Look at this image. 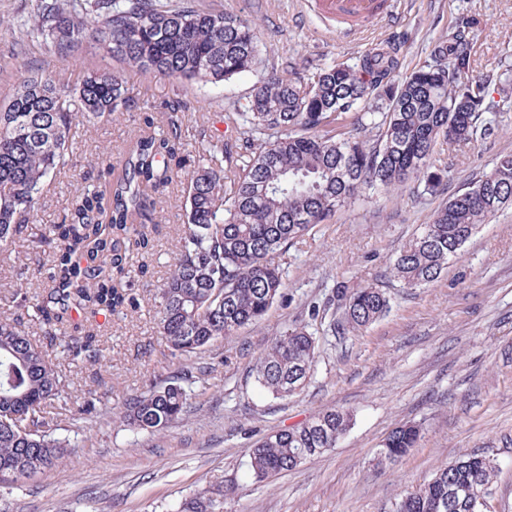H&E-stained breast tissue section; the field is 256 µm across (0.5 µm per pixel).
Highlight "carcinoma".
<instances>
[{"instance_id":"cac0c4a2","label":"carcinoma","mask_w":512,"mask_h":512,"mask_svg":"<svg viewBox=\"0 0 512 512\" xmlns=\"http://www.w3.org/2000/svg\"><path fill=\"white\" fill-rule=\"evenodd\" d=\"M4 26L62 61L95 42L122 67L180 84L219 85L250 70L260 55L255 22L201 0H35L26 17L0 19ZM474 62L473 42L459 29L438 39L423 65L401 75H393L390 57L373 52L356 67L273 73L253 86L240 123L228 134L202 130V148L193 153L182 142L176 112L159 127L149 120L134 136L118 175L112 149L102 148L104 188L85 189L72 203L75 221L49 225L38 240L51 253L52 287L33 297L26 283H17L12 297L25 316L0 315V483L51 468L67 447L54 436L47 411L60 393L59 374L29 338L24 317L52 340L74 313L88 319L132 304L117 277L149 248L162 188L178 180L185 200L182 236L156 291L157 328L172 355L188 357L260 320L282 297L279 255L354 203L363 186L390 191L415 179L425 193H439L448 170L434 165L436 147L490 136L497 112L512 99L507 80L492 88L472 76ZM366 102L368 110L349 120ZM135 107L116 68H91L75 85L52 72H25L0 104L3 250L34 222L45 182L65 170L76 121L93 125ZM509 206L512 155H505L434 211L393 258L394 276L406 288L435 281L478 226ZM336 302L348 332L389 309L385 292L371 284L337 289ZM75 329L67 357L102 362L97 326ZM316 349L307 327L286 328L256 362L259 383L275 398L293 395L310 379ZM196 379L190 371L149 385L119 412L121 423L136 432L170 427L187 408L185 383ZM351 422V414L327 409L269 434L249 452L251 477L261 482L295 469L297 458L335 447ZM420 433L417 423L394 428L382 444L384 459L406 455ZM497 472L487 455L462 456L399 498L395 512H484L470 492L492 488ZM175 512H224V499L200 492Z\"/></svg>"}]
</instances>
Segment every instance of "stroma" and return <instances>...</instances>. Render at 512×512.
Listing matches in <instances>:
<instances>
[{
  "label": "stroma",
  "instance_id": "1",
  "mask_svg": "<svg viewBox=\"0 0 512 512\" xmlns=\"http://www.w3.org/2000/svg\"><path fill=\"white\" fill-rule=\"evenodd\" d=\"M204 2L256 22L258 63L219 87L180 88L166 78L126 71L136 108L92 127L76 124L69 171L51 186L27 228L29 238L61 223L69 199L100 183L102 145H111L112 163L121 166L146 117L166 111L175 98L195 109L182 126L184 142L194 149L200 145L196 115L206 117L212 132H224L269 72L355 65L372 50L393 56L399 72H408L460 18L472 22L475 75L499 76L501 60H512V0H393L394 20L376 23L352 42L337 38L312 0ZM109 62L94 45L62 62L18 32L0 31V98L28 68H49L74 84L87 69ZM510 154L512 109L498 115L488 138L438 147V164L448 170L440 195L424 194L414 182L389 193L362 188L354 204L281 256L283 297L259 322L188 358L172 355L155 321V290L182 229L183 188L172 182L151 231L148 271L127 276L135 307L96 318L104 361H70L62 335L46 344L66 380L53 411L56 435L69 447L51 470L0 484V512H175L182 499L203 490L222 494L226 512H392L400 496L474 452L494 457L499 466L485 512H512V207L480 225L426 286L403 287L390 266L439 205ZM359 284L385 290V316L345 334L312 318V309L327 308L337 288ZM295 324L315 332L316 361L303 389L277 399L260 387L252 368ZM186 367L206 373L192 385L188 408L175 424L137 433L115 422V413L146 385ZM90 392L99 397L96 413L76 414L75 398ZM331 407L353 416L335 448L267 480L250 477L252 445ZM409 421L422 426L417 446L396 462L383 461V439Z\"/></svg>",
  "mask_w": 512,
  "mask_h": 512
}]
</instances>
